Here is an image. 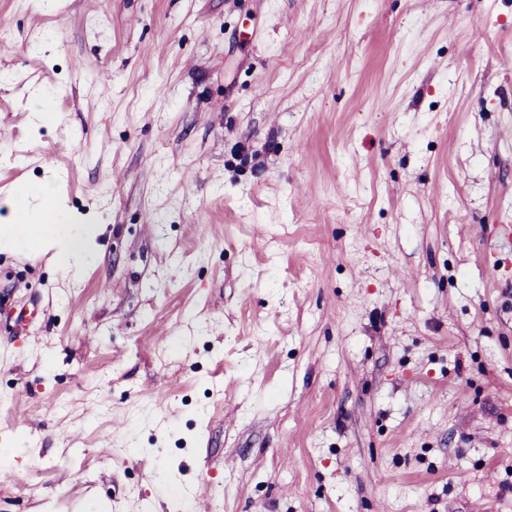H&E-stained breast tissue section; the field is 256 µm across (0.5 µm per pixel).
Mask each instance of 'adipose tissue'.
I'll return each mask as SVG.
<instances>
[{"instance_id": "ef3b65f1", "label": "adipose tissue", "mask_w": 512, "mask_h": 512, "mask_svg": "<svg viewBox=\"0 0 512 512\" xmlns=\"http://www.w3.org/2000/svg\"><path fill=\"white\" fill-rule=\"evenodd\" d=\"M55 187L45 183L31 197L19 198L10 223L0 226V240L18 243L30 239L39 243V255L72 267L81 263L87 252L85 233L69 229L67 210L54 201Z\"/></svg>"}]
</instances>
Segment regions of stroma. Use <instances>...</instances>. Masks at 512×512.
Here are the masks:
<instances>
[{
    "label": "stroma",
    "instance_id": "obj_1",
    "mask_svg": "<svg viewBox=\"0 0 512 512\" xmlns=\"http://www.w3.org/2000/svg\"><path fill=\"white\" fill-rule=\"evenodd\" d=\"M49 180L0 512H512V0H0V225ZM29 196L38 199L39 204L31 207ZM29 196L18 199L11 224L0 226V241L18 243L34 238L39 242L40 256L52 251L51 259L65 267L80 264L86 256L87 236L66 228L68 212L56 203L54 185L42 184ZM49 200L53 201L52 205H47ZM33 213L38 214L37 219Z\"/></svg>",
    "mask_w": 512,
    "mask_h": 512
}]
</instances>
